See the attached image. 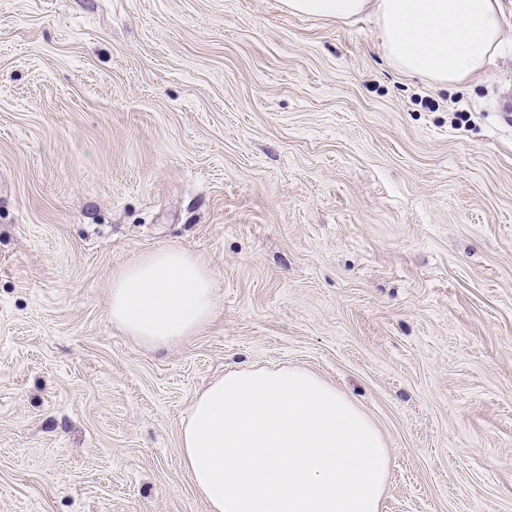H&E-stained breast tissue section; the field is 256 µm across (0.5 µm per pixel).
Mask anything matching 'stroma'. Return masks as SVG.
Returning <instances> with one entry per match:
<instances>
[{"mask_svg": "<svg viewBox=\"0 0 512 512\" xmlns=\"http://www.w3.org/2000/svg\"><path fill=\"white\" fill-rule=\"evenodd\" d=\"M500 3L487 71L432 86L369 15L0 0V512H206L181 424L245 364L308 368L374 420L381 512H512ZM169 245L213 269L218 308L155 348L109 288Z\"/></svg>", "mask_w": 512, "mask_h": 512, "instance_id": "1", "label": "stroma"}]
</instances>
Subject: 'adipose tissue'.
<instances>
[{"label":"adipose tissue","mask_w":512,"mask_h":512,"mask_svg":"<svg viewBox=\"0 0 512 512\" xmlns=\"http://www.w3.org/2000/svg\"><path fill=\"white\" fill-rule=\"evenodd\" d=\"M292 14L374 16L390 63L441 86L486 71L502 38L498 0H282ZM216 276L178 246L112 274L107 312L144 344L194 335L216 310ZM184 471L207 512H380L390 454L373 420L300 367L228 371L195 398L180 431Z\"/></svg>","instance_id":"1"}]
</instances>
